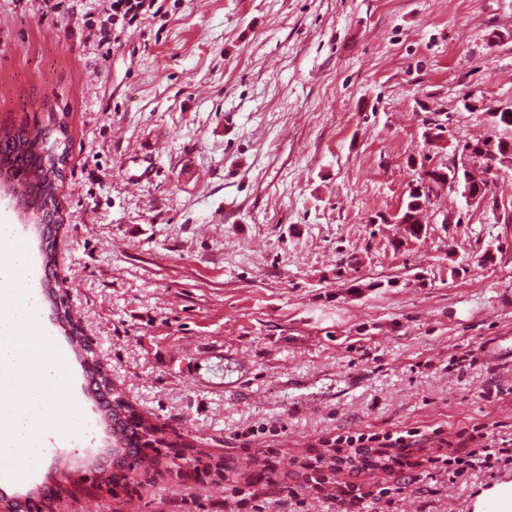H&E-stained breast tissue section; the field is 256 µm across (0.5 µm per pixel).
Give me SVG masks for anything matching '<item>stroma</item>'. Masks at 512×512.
<instances>
[{"instance_id": "35a3bbf8", "label": "stroma", "mask_w": 512, "mask_h": 512, "mask_svg": "<svg viewBox=\"0 0 512 512\" xmlns=\"http://www.w3.org/2000/svg\"><path fill=\"white\" fill-rule=\"evenodd\" d=\"M99 3L0 0V125L64 122L55 272L185 473L31 512H252L235 487L323 512L317 480L390 485L376 466L311 469L336 433L512 434V165L480 202L437 188L420 238L395 222L415 171L512 140L489 117L512 106V0H158L105 49L84 26ZM70 367L85 431L0 492L102 450ZM436 446L402 449L420 488L398 512L512 505V465L466 490L429 472Z\"/></svg>"}]
</instances>
